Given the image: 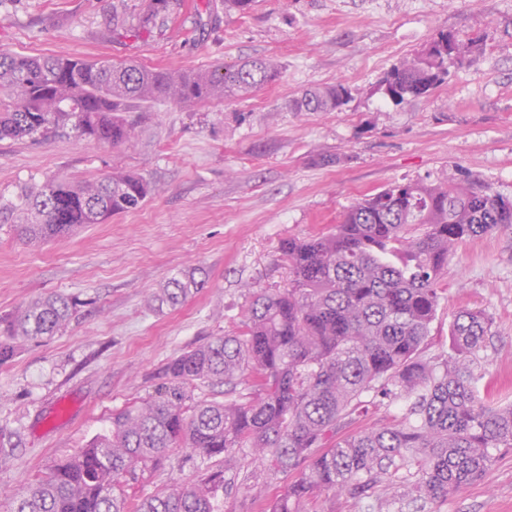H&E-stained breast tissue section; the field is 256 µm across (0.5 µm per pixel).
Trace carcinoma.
I'll use <instances>...</instances> for the list:
<instances>
[{"instance_id":"obj_1","label":"carcinoma","mask_w":512,"mask_h":512,"mask_svg":"<svg viewBox=\"0 0 512 512\" xmlns=\"http://www.w3.org/2000/svg\"><path fill=\"white\" fill-rule=\"evenodd\" d=\"M168 0H149L147 27ZM479 39L440 31L381 80L394 104L424 97L448 79V64L478 50ZM272 59L211 71L89 63L56 55L0 50V140L44 135L69 124L81 139L131 142L122 116L133 100L196 104L252 93L280 78ZM348 88L331 84L294 100L297 112H331ZM150 194L143 177L116 173L94 182L47 179L25 186L17 202L0 198V223L16 221L30 243L67 237L89 224L139 208ZM512 226V200L473 183L407 182L353 204L333 230L288 237L280 250L287 290L253 292L236 336H220L170 360L153 399L112 414L111 427L57 463L14 497L13 512H127L126 477L182 445L221 466L199 482L173 481L141 499L136 512H219L232 488L226 474L245 451L273 473L299 470L262 512H309L327 493L379 497L403 512L416 493L446 499L483 480L492 448H512V404L497 406L476 390L490 319L457 312L450 324L455 355L423 357L436 318L439 280L462 242ZM204 286L185 273L155 300L179 305ZM75 299L52 294L30 303L0 341V366L17 347L53 336L76 312ZM197 383L246 386L242 401L196 400ZM405 403L404 421L349 432L367 416L363 395Z\"/></svg>"}]
</instances>
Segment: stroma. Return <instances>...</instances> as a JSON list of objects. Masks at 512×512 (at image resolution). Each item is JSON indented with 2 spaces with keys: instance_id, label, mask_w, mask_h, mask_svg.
<instances>
[{
  "instance_id": "1",
  "label": "stroma",
  "mask_w": 512,
  "mask_h": 512,
  "mask_svg": "<svg viewBox=\"0 0 512 512\" xmlns=\"http://www.w3.org/2000/svg\"><path fill=\"white\" fill-rule=\"evenodd\" d=\"M148 0H0V50L148 68L211 70L275 58L281 76L251 95L198 104L133 103L122 146L86 142L72 129L0 140V194L52 176L96 181L144 176L138 209L79 233L30 246L0 224V318L53 293L80 305L57 335L0 366V512L15 493L76 454L113 411L154 396L173 357L238 333L256 289L281 291L289 236L328 232L355 202L397 183L470 180L512 198V0H258L245 16L224 0H169L148 29ZM480 35L474 61L451 65L429 96L394 104L387 71L438 31ZM344 83L346 105L295 112L308 89ZM202 270L206 284L177 308L153 294L172 276ZM424 353L450 354L457 311L492 320L479 391L512 403V228L458 245ZM479 483L404 512H512V448L492 451ZM190 448L138 470L132 498L210 467ZM224 512H261L292 474L269 476L244 458Z\"/></svg>"
}]
</instances>
